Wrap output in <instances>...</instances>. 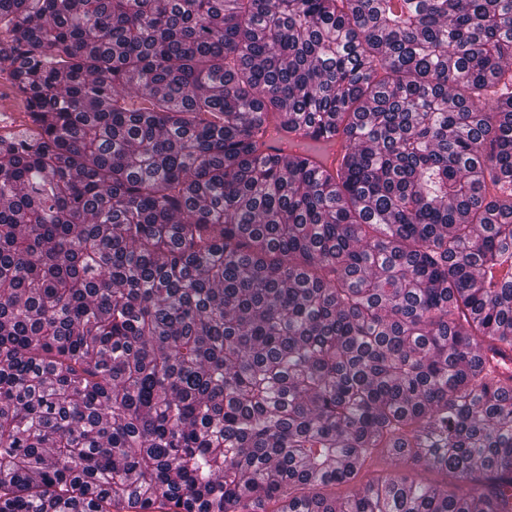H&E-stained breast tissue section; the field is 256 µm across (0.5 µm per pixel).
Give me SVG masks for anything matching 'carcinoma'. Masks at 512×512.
Here are the masks:
<instances>
[{"label":"carcinoma","mask_w":512,"mask_h":512,"mask_svg":"<svg viewBox=\"0 0 512 512\" xmlns=\"http://www.w3.org/2000/svg\"><path fill=\"white\" fill-rule=\"evenodd\" d=\"M3 69L0 512H512V0H0ZM378 452L463 484L318 491ZM22 96L19 94L16 87L12 84H6L0 81V115L4 117V121H6L10 116H15L16 119L20 120L21 116L26 112H23V108L21 109Z\"/></svg>","instance_id":"cac0c4a2"}]
</instances>
